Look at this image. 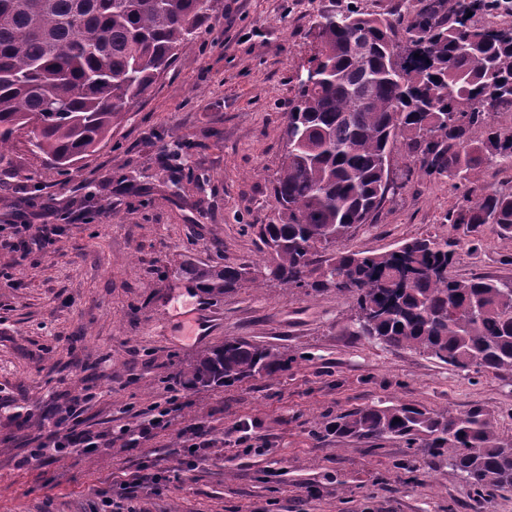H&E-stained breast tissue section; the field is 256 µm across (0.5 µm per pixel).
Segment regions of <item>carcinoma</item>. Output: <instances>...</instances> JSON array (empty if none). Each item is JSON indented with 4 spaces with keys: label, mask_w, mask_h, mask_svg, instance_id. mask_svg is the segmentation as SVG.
I'll return each instance as SVG.
<instances>
[{
    "label": "carcinoma",
    "mask_w": 512,
    "mask_h": 512,
    "mask_svg": "<svg viewBox=\"0 0 512 512\" xmlns=\"http://www.w3.org/2000/svg\"><path fill=\"white\" fill-rule=\"evenodd\" d=\"M211 0H0V166L17 139L60 173L108 141L112 124L148 93L199 36ZM501 0H432L404 28L400 18L350 7L320 11L310 83L285 113L273 186L277 223L263 228L265 270L180 267L219 297L259 277L310 296L354 302V334L406 348L456 370L512 377V278L451 274L460 241L415 237L378 254L329 249L370 221L393 189L394 154L411 171L464 177L488 161L512 168V27L478 17ZM420 57L399 60L403 44ZM476 230L512 236V192L482 189L448 214ZM288 353L234 338L183 369L187 386L273 379ZM325 430L352 442L403 441L448 462L481 495L512 492V437L490 413L451 415L412 404L343 412Z\"/></svg>",
    "instance_id": "obj_1"
}]
</instances>
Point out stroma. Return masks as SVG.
I'll return each mask as SVG.
<instances>
[{
	"instance_id": "35a3bbf8",
	"label": "stroma",
	"mask_w": 512,
	"mask_h": 512,
	"mask_svg": "<svg viewBox=\"0 0 512 512\" xmlns=\"http://www.w3.org/2000/svg\"><path fill=\"white\" fill-rule=\"evenodd\" d=\"M325 2L213 0L196 44L77 172L57 174L16 147L0 181V512H104L120 482L143 470L151 480L136 512H512V493L481 500L400 440L346 442L323 427L346 410L401 402L453 414L481 407L508 437L512 378L353 335L343 296L267 280L214 298L177 274L188 263L268 261L260 228L277 218L284 114ZM481 188L512 190V169L488 162L464 180L414 171L339 247L374 254L416 236L475 237L453 274L512 277V238L448 221ZM28 224L48 226L41 247H19ZM201 317L204 336L187 335ZM232 338L287 351V371L186 387L183 367ZM165 402L168 427L135 446L116 437ZM240 423L268 455L227 441ZM196 424L215 439L198 459L181 449ZM69 429L98 436V448L30 460L31 448Z\"/></svg>"
}]
</instances>
